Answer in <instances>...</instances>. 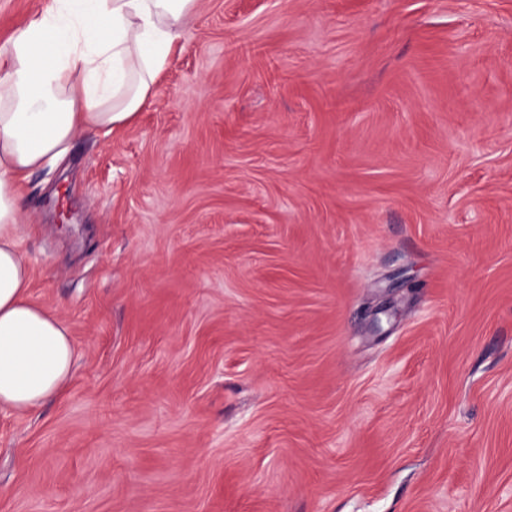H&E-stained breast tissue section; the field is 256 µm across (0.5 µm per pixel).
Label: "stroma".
Returning <instances> with one entry per match:
<instances>
[{"mask_svg":"<svg viewBox=\"0 0 512 512\" xmlns=\"http://www.w3.org/2000/svg\"><path fill=\"white\" fill-rule=\"evenodd\" d=\"M177 43L25 183L75 355L0 410V512H512V0H197Z\"/></svg>","mask_w":512,"mask_h":512,"instance_id":"35a3bbf8","label":"stroma"}]
</instances>
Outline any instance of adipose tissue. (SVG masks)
I'll return each instance as SVG.
<instances>
[{
    "label": "adipose tissue",
    "mask_w": 512,
    "mask_h": 512,
    "mask_svg": "<svg viewBox=\"0 0 512 512\" xmlns=\"http://www.w3.org/2000/svg\"><path fill=\"white\" fill-rule=\"evenodd\" d=\"M197 0H56L0 58V409L23 413L71 376L68 325L27 296L22 180L84 132L131 122L151 101Z\"/></svg>",
    "instance_id": "adipose-tissue-1"
}]
</instances>
